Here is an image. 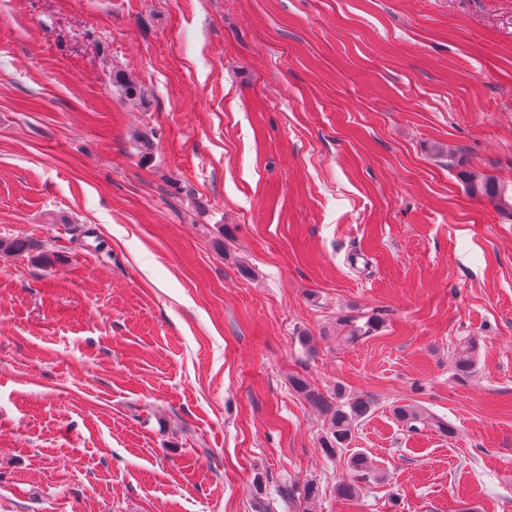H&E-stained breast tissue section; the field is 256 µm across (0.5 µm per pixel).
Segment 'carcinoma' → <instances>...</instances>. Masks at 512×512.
<instances>
[{"label":"carcinoma","instance_id":"obj_1","mask_svg":"<svg viewBox=\"0 0 512 512\" xmlns=\"http://www.w3.org/2000/svg\"><path fill=\"white\" fill-rule=\"evenodd\" d=\"M115 82L121 87L126 100L134 105L143 104L144 94L136 82L122 74L115 76ZM460 175L473 196L487 199L500 213L512 217V194L508 193L507 188L501 186L495 177L476 174L464 169L460 171ZM0 251L25 255L45 267L53 264L51 253L30 238L0 239ZM341 324L344 327V339L349 343H355L368 337L376 327L374 318L365 315L348 316L341 320ZM478 348L477 340L472 337L459 339L452 355L453 371L457 378L465 380L474 373ZM290 384L295 392L326 415V431H324L323 437L324 453L334 456L348 448L355 427L372 411V400L364 396L348 400L343 399L340 395L332 397L311 386L305 378L298 375L290 378ZM394 415L406 430L413 434L435 430L444 436L455 435L454 427L447 421L425 414L412 405L394 408ZM347 465L352 472V478L336 486V495L345 501H354L359 497L361 483L373 477L374 467L369 458L361 452L351 454ZM319 495L320 490L316 483L308 481L303 485L301 500H299L300 505L303 506V512H313L311 505L315 503Z\"/></svg>","mask_w":512,"mask_h":512}]
</instances>
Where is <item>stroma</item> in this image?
I'll return each instance as SVG.
<instances>
[{
  "instance_id": "1",
  "label": "stroma",
  "mask_w": 512,
  "mask_h": 512,
  "mask_svg": "<svg viewBox=\"0 0 512 512\" xmlns=\"http://www.w3.org/2000/svg\"><path fill=\"white\" fill-rule=\"evenodd\" d=\"M452 156L512 188V0H0V238L54 256L0 252V512H512V217ZM294 375L375 403L357 504ZM0 251L17 255H25L32 261L51 266L53 259L51 253L44 250V247L37 241L30 238L0 239ZM341 324L344 327L343 337L349 343H355L368 337L376 327L374 318L365 315L348 316L341 320ZM479 344L472 337L459 339L452 355L454 375L458 379L465 380L475 371ZM393 413L406 430L413 434L435 430L444 436L452 437L456 433L454 427L448 421L425 414L412 405L397 406Z\"/></svg>"
}]
</instances>
